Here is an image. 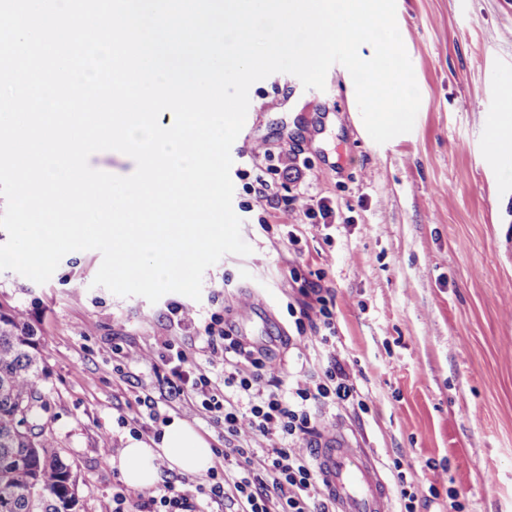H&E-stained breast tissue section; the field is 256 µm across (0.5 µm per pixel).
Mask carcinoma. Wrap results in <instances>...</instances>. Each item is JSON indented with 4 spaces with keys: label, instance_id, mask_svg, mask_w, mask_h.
<instances>
[{
    "label": "carcinoma",
    "instance_id": "1",
    "mask_svg": "<svg viewBox=\"0 0 512 512\" xmlns=\"http://www.w3.org/2000/svg\"><path fill=\"white\" fill-rule=\"evenodd\" d=\"M43 337L0 310V512H76L77 472L45 420Z\"/></svg>",
    "mask_w": 512,
    "mask_h": 512
}]
</instances>
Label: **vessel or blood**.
<instances>
[{
	"label": "vessel or blood",
	"mask_w": 512,
	"mask_h": 512,
	"mask_svg": "<svg viewBox=\"0 0 512 512\" xmlns=\"http://www.w3.org/2000/svg\"><path fill=\"white\" fill-rule=\"evenodd\" d=\"M312 458L336 512H391L389 490L374 459L340 431L325 428Z\"/></svg>",
	"instance_id": "1"
}]
</instances>
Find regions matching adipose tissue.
<instances>
[{"mask_svg": "<svg viewBox=\"0 0 512 512\" xmlns=\"http://www.w3.org/2000/svg\"><path fill=\"white\" fill-rule=\"evenodd\" d=\"M161 460L173 470L202 473L213 466L214 453L190 423L176 418L165 427L160 442L155 445L127 438L112 463L128 486L144 489L157 483V463Z\"/></svg>", "mask_w": 512, "mask_h": 512, "instance_id": "1", "label": "adipose tissue"}]
</instances>
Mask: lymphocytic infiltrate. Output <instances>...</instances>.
Wrapping results in <instances>:
<instances>
[{
  "label": "lymphocytic infiltrate",
  "mask_w": 512,
  "mask_h": 512,
  "mask_svg": "<svg viewBox=\"0 0 512 512\" xmlns=\"http://www.w3.org/2000/svg\"><path fill=\"white\" fill-rule=\"evenodd\" d=\"M305 301L297 331L311 329L323 345L336 337L331 298L318 282H303ZM209 363L224 366L216 384L201 367H188L186 352L163 362L166 392L174 398L199 397L203 408L224 425V465L208 474L204 494L230 499L237 512H330L320 477L307 453L323 421L314 408L365 406L366 400L344 364L329 356L315 380L286 381L280 361L226 329L221 317L205 326Z\"/></svg>",
  "instance_id": "1"
}]
</instances>
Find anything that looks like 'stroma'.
<instances>
[{
    "label": "stroma",
    "mask_w": 512,
    "mask_h": 512,
    "mask_svg": "<svg viewBox=\"0 0 512 512\" xmlns=\"http://www.w3.org/2000/svg\"><path fill=\"white\" fill-rule=\"evenodd\" d=\"M396 21L421 96L410 133L375 143L340 64L321 90L288 73L251 86L230 176L253 252L209 267L200 300L169 293L152 304L93 286L94 250L67 254L42 285L0 271V306L23 311L44 338L43 392L57 446L82 480L78 512H112L119 487L139 512L143 490L122 487L101 455L129 435L147 441L180 418L223 447L211 413L164 396L159 364L167 341L205 364L214 314L260 342L290 337L280 357L298 378H317L336 355L367 408L322 406L319 415L375 455L390 487L402 473L435 485L438 497L418 512H446L452 491L463 512H512V157L491 151L488 126L512 116V0H396ZM255 143L299 158L300 179H275L295 209L291 227L275 210L264 228L258 211L242 209ZM312 198L328 199L345 226L306 218ZM289 232L297 244H283ZM302 278L330 288L334 347L296 338L288 306L300 301ZM254 292L265 313L248 319L237 303ZM175 305L196 312L195 328L178 324ZM118 345L149 358L121 361ZM145 393L160 421L139 406Z\"/></svg>",
    "instance_id": "35a3bbf8"
}]
</instances>
